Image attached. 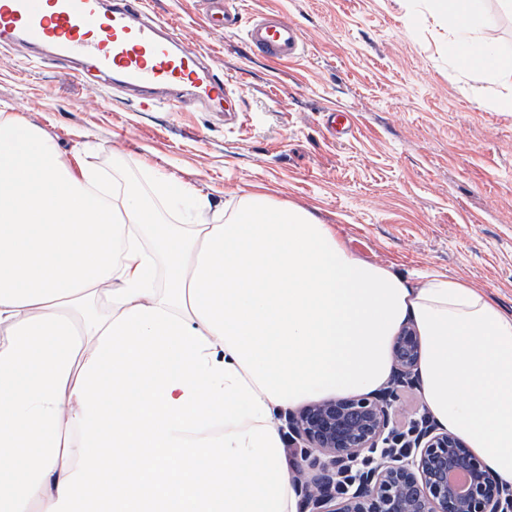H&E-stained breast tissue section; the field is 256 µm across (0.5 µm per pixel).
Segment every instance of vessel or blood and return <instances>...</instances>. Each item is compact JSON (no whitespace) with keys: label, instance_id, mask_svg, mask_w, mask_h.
Masks as SVG:
<instances>
[{"label":"vessel or blood","instance_id":"obj_1","mask_svg":"<svg viewBox=\"0 0 512 512\" xmlns=\"http://www.w3.org/2000/svg\"><path fill=\"white\" fill-rule=\"evenodd\" d=\"M143 0H0V44L48 47L63 62L93 59L97 72L138 90L144 105L219 108L228 93L200 52L184 48L176 30L144 16ZM225 30H244L252 51L287 62L304 50L298 26L277 14L242 22L225 4Z\"/></svg>","mask_w":512,"mask_h":512}]
</instances>
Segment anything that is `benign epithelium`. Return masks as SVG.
I'll return each mask as SVG.
<instances>
[{"label": "benign epithelium", "instance_id": "1", "mask_svg": "<svg viewBox=\"0 0 512 512\" xmlns=\"http://www.w3.org/2000/svg\"><path fill=\"white\" fill-rule=\"evenodd\" d=\"M391 385L373 396L312 403L287 420L305 512H512V493L459 438L425 421L406 439L394 425L393 390L416 378L417 332L406 327L392 348ZM463 472L457 486L448 476Z\"/></svg>", "mask_w": 512, "mask_h": 512}]
</instances>
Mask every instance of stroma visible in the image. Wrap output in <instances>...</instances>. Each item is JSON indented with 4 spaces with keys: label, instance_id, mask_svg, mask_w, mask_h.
I'll list each match as a JSON object with an SVG mask.
<instances>
[{
    "label": "stroma",
    "instance_id": "1",
    "mask_svg": "<svg viewBox=\"0 0 512 512\" xmlns=\"http://www.w3.org/2000/svg\"><path fill=\"white\" fill-rule=\"evenodd\" d=\"M175 24L230 89L220 110L141 111L132 92L81 80L36 49L0 48V107L47 132L63 158L138 179L162 167L217 200L256 188L335 225L360 259L406 275L466 280L512 310V112L507 86L448 62L435 0H235L243 17L276 11L305 51L283 63L253 54L242 32L210 26L206 0H145ZM351 113L348 134L323 125Z\"/></svg>",
    "mask_w": 512,
    "mask_h": 512
}]
</instances>
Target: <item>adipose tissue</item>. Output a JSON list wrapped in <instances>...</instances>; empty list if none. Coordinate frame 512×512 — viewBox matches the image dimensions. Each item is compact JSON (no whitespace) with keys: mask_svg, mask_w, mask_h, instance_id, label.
<instances>
[{"mask_svg":"<svg viewBox=\"0 0 512 512\" xmlns=\"http://www.w3.org/2000/svg\"><path fill=\"white\" fill-rule=\"evenodd\" d=\"M437 11L450 59L512 79L484 0ZM409 324L430 417L512 484V312L268 193L63 159L0 108V512H299L278 415L381 388Z\"/></svg>","mask_w":512,"mask_h":512,"instance_id":"obj_1","label":"adipose tissue"}]
</instances>
